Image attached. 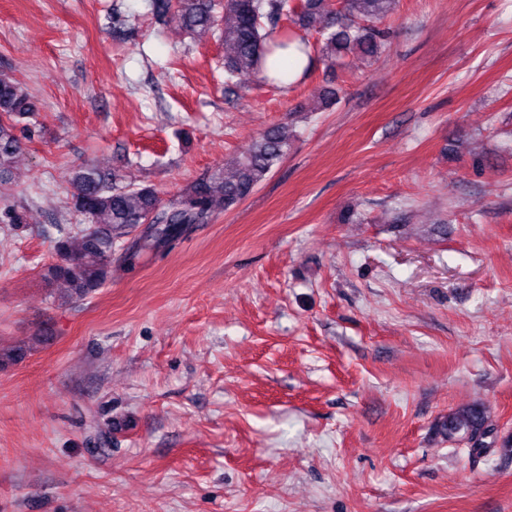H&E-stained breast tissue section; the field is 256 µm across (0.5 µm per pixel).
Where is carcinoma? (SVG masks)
<instances>
[{"mask_svg":"<svg viewBox=\"0 0 512 512\" xmlns=\"http://www.w3.org/2000/svg\"><path fill=\"white\" fill-rule=\"evenodd\" d=\"M395 0H224L217 14L215 0H150L151 14L172 13L188 31L214 30L229 47L224 56V84L248 81L284 84L288 60L278 54L290 47L310 55L309 41L284 26L307 30L320 24V54L335 63L352 56L369 63L381 53L386 32L377 26ZM38 111L26 85L0 72V188L11 184L13 163L21 151L18 125ZM291 136L286 125H275L250 143L233 160L234 172L216 168L164 202L150 185L123 183L116 173L86 164L74 170L71 203L86 227L73 236L57 228L51 238L58 262L45 273L62 280L77 297H86L111 278L112 251L123 248L131 256L166 249L195 224H209L248 198L288 154ZM30 349L0 350V368L24 360ZM439 433L450 442L466 445L471 455L496 447L494 425L480 405L459 407L448 414Z\"/></svg>","mask_w":512,"mask_h":512,"instance_id":"carcinoma-1","label":"carcinoma"}]
</instances>
